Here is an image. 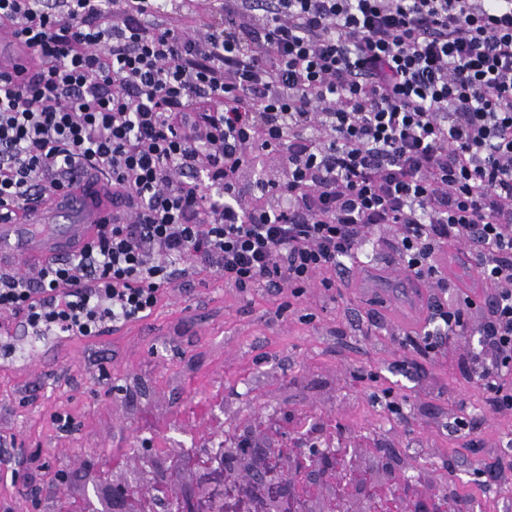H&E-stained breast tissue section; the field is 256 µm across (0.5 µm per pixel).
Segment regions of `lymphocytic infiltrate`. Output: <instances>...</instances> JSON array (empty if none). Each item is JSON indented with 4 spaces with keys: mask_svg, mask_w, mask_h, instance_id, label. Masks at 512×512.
<instances>
[{
    "mask_svg": "<svg viewBox=\"0 0 512 512\" xmlns=\"http://www.w3.org/2000/svg\"><path fill=\"white\" fill-rule=\"evenodd\" d=\"M0 31L32 56L28 78L0 71V208L96 171L128 212L71 257L0 271V313L90 337L150 316L182 267L333 301L373 242L428 292L393 346L455 357L512 415V0H0ZM450 243L479 300L449 280ZM433 486L374 470L336 497L402 512Z\"/></svg>",
    "mask_w": 512,
    "mask_h": 512,
    "instance_id": "f902f5d3",
    "label": "lymphocytic infiltrate"
}]
</instances>
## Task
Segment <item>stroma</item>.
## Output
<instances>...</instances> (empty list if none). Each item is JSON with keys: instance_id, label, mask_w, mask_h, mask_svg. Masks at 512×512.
Instances as JSON below:
<instances>
[{"instance_id": "1", "label": "stroma", "mask_w": 512, "mask_h": 512, "mask_svg": "<svg viewBox=\"0 0 512 512\" xmlns=\"http://www.w3.org/2000/svg\"><path fill=\"white\" fill-rule=\"evenodd\" d=\"M282 302L216 275L179 274L145 325L76 340L28 374L0 365V507L51 512L34 493L61 472L77 481L90 468L134 469L143 437L187 444L213 434V402L232 389L248 410L310 411L347 438L393 428L403 457L437 449L436 465L460 486L486 464L512 468V416L491 415L455 359L425 363L423 380L402 367L389 338L405 327L395 308L367 303L352 284L333 302L316 290L291 310ZM387 390L400 414L388 412ZM147 411L158 417L148 431ZM454 417L473 431L449 428Z\"/></svg>"}]
</instances>
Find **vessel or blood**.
<instances>
[{
	"instance_id": "vessel-or-blood-1",
	"label": "vessel or blood",
	"mask_w": 512,
	"mask_h": 512,
	"mask_svg": "<svg viewBox=\"0 0 512 512\" xmlns=\"http://www.w3.org/2000/svg\"><path fill=\"white\" fill-rule=\"evenodd\" d=\"M105 177L82 178L77 187L66 188L28 206L20 214L0 216V269L15 275L27 274L41 260L62 258L90 240L100 225L111 223L115 213L105 197ZM407 318L426 311L427 295L415 277L404 282ZM26 315L0 318V361L37 365L41 352L37 345L18 351L19 341L33 335Z\"/></svg>"
}]
</instances>
